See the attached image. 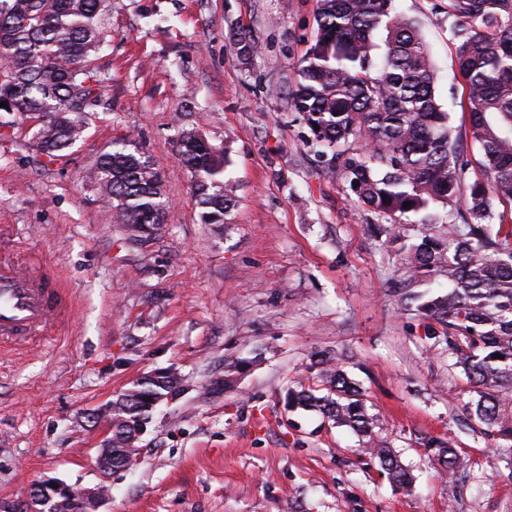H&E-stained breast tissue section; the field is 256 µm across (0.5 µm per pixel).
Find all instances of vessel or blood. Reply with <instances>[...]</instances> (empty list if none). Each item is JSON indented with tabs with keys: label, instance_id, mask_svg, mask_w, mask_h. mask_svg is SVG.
Instances as JSON below:
<instances>
[{
	"label": "vessel or blood",
	"instance_id": "vessel-or-blood-1",
	"mask_svg": "<svg viewBox=\"0 0 512 512\" xmlns=\"http://www.w3.org/2000/svg\"><path fill=\"white\" fill-rule=\"evenodd\" d=\"M66 307L61 282L47 263L0 250V342L23 345L49 335Z\"/></svg>",
	"mask_w": 512,
	"mask_h": 512
}]
</instances>
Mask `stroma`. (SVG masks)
Here are the masks:
<instances>
[{"mask_svg": "<svg viewBox=\"0 0 512 512\" xmlns=\"http://www.w3.org/2000/svg\"><path fill=\"white\" fill-rule=\"evenodd\" d=\"M110 3L94 61L105 105L82 139L51 161L26 122L0 112V225L55 266L68 298L51 339L0 354V512H27L45 479L95 487L89 411L169 369L185 390L158 405L102 512H512V465L466 412L469 382L398 304L400 258L368 230L384 216L353 204L290 105L314 0ZM395 7L421 29L436 99L478 178L448 0ZM241 28L259 46L246 64L231 47ZM187 131L225 153L237 203L223 223L201 220L176 150ZM122 143L162 177L157 229L121 224L88 179ZM319 352L344 356L410 490L350 430L288 410L289 389L317 385ZM233 361L235 381L215 390ZM448 437L469 463L451 476L426 446Z\"/></svg>", "mask_w": 512, "mask_h": 512, "instance_id": "obj_1", "label": "stroma"}]
</instances>
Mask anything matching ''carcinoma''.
Listing matches in <instances>:
<instances>
[{
  "label": "carcinoma",
  "instance_id": "1",
  "mask_svg": "<svg viewBox=\"0 0 512 512\" xmlns=\"http://www.w3.org/2000/svg\"><path fill=\"white\" fill-rule=\"evenodd\" d=\"M106 2L0 0V102L8 104L0 112L42 120L38 147L51 160L80 139L100 104L106 78L93 62L108 35ZM448 17L485 179L467 181L468 163L436 100L429 50L418 24L396 12L394 0H315L317 28L290 102L351 201L392 219L378 231L406 257L401 303L420 299L412 286L421 275L448 276V292L429 297L417 311L471 383L479 433L511 452L512 231L494 225H511L512 213L497 214L494 205H512V0H448ZM234 50L247 61L258 44L241 30ZM177 151L194 172L203 222L224 223L236 189L222 178V151L191 132L181 136ZM90 178L120 223H163L162 179L143 156L125 148L106 152ZM436 204L459 216L460 223L448 225V240L425 231L420 241L407 243L393 219ZM496 353L501 358H493ZM315 366L326 393L303 388L288 394V405L317 410L349 428L390 483L411 486L410 471L376 438L377 416L338 359L324 356ZM179 388L174 374L147 375L112 400L116 465L132 467L127 441L150 422L154 402ZM427 447L442 470L465 469L450 441L430 440Z\"/></svg>",
  "mask_w": 512,
  "mask_h": 512
}]
</instances>
